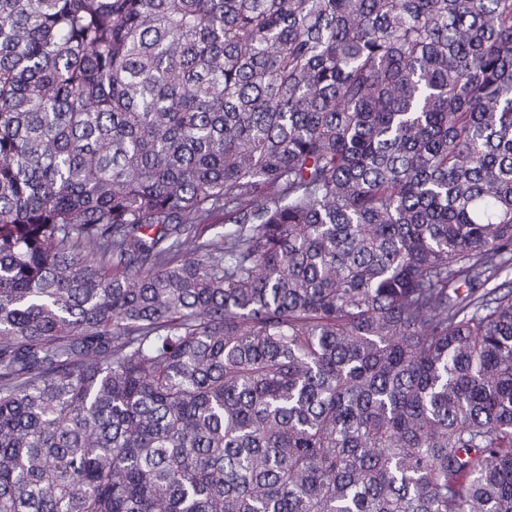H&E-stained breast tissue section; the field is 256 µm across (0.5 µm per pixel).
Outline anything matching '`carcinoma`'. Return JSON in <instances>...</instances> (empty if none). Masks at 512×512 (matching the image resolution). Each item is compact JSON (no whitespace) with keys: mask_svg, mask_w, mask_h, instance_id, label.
Returning <instances> with one entry per match:
<instances>
[{"mask_svg":"<svg viewBox=\"0 0 512 512\" xmlns=\"http://www.w3.org/2000/svg\"><path fill=\"white\" fill-rule=\"evenodd\" d=\"M0 512H512V0H0Z\"/></svg>","mask_w":512,"mask_h":512,"instance_id":"carcinoma-1","label":"carcinoma"}]
</instances>
